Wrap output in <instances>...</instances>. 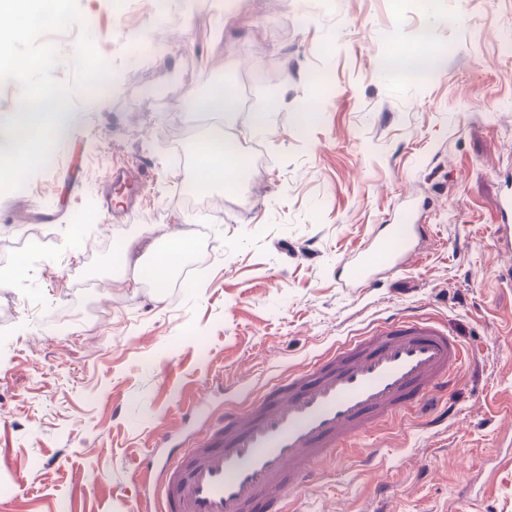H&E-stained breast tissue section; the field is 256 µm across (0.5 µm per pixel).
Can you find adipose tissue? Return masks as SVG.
<instances>
[{
	"mask_svg": "<svg viewBox=\"0 0 512 512\" xmlns=\"http://www.w3.org/2000/svg\"><path fill=\"white\" fill-rule=\"evenodd\" d=\"M194 153L198 161L195 179L200 185H219L227 190L236 187L243 155L234 138L215 130L196 144Z\"/></svg>",
	"mask_w": 512,
	"mask_h": 512,
	"instance_id": "obj_1",
	"label": "adipose tissue"
}]
</instances>
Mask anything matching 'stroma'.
<instances>
[{
	"mask_svg": "<svg viewBox=\"0 0 512 512\" xmlns=\"http://www.w3.org/2000/svg\"><path fill=\"white\" fill-rule=\"evenodd\" d=\"M112 2L79 7L119 82L73 98L58 161L0 193V250L28 269L0 280V512H138L135 468L190 401L236 398L408 310L466 350L455 393L318 464L288 512H512V259L496 233L512 0H193L166 24L136 0L109 41ZM423 38L438 72L384 70ZM146 40L160 50L143 55ZM262 69L277 108L257 134ZM223 83L243 102L232 123L188 106ZM220 125L267 162L198 211L183 195L193 145ZM117 162L147 173L143 207L119 221L100 205ZM404 217L427 227L412 265L341 287ZM195 221L197 267L160 296L134 282L118 243L149 262ZM39 233L47 250L26 251Z\"/></svg>",
	"mask_w": 512,
	"mask_h": 512,
	"instance_id": "35a3bbf8",
	"label": "stroma"
}]
</instances>
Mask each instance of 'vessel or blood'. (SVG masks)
Returning <instances> with one entry per match:
<instances>
[{
  "label": "vessel or blood",
  "instance_id": "b4317fda",
  "mask_svg": "<svg viewBox=\"0 0 512 512\" xmlns=\"http://www.w3.org/2000/svg\"><path fill=\"white\" fill-rule=\"evenodd\" d=\"M120 207L138 211L142 169L122 167ZM503 251L512 257V190L500 206ZM416 224L389 225L347 271L349 288H371L375 270L404 269ZM465 351L438 322L403 313L331 347L307 369L247 388L217 414L205 400L196 441L177 458L138 468L141 512H288V496L355 438L395 421L427 396L451 393Z\"/></svg>",
  "mask_w": 512,
  "mask_h": 512
}]
</instances>
